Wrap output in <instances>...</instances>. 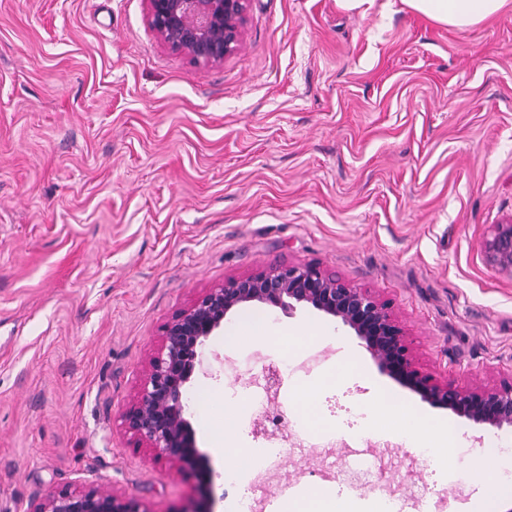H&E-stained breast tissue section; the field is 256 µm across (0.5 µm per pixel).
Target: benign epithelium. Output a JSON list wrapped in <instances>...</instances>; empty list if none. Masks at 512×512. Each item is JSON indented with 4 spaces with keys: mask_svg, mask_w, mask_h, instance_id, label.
Listing matches in <instances>:
<instances>
[{
    "mask_svg": "<svg viewBox=\"0 0 512 512\" xmlns=\"http://www.w3.org/2000/svg\"><path fill=\"white\" fill-rule=\"evenodd\" d=\"M152 32L170 52L194 64L220 65L243 45L248 0H146ZM486 264L512 278V219L491 226L482 244ZM266 305L291 312L310 307L354 331L379 369L433 407L493 429H512V380L463 387L448 377L419 370L407 334L390 303L370 288L353 286L317 264H278L233 277L210 288L164 326L139 391L121 418L125 431L156 457L197 468L210 482L185 417L184 395L204 346L233 310ZM270 401L282 378L262 371ZM27 512H147L134 497L102 483L49 491L33 498Z\"/></svg>",
    "mask_w": 512,
    "mask_h": 512,
    "instance_id": "7a95c632",
    "label": "benign epithelium"
}]
</instances>
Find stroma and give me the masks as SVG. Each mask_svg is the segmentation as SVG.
Segmentation results:
<instances>
[{"mask_svg": "<svg viewBox=\"0 0 512 512\" xmlns=\"http://www.w3.org/2000/svg\"><path fill=\"white\" fill-rule=\"evenodd\" d=\"M242 48L217 66L169 52L146 0H0V512L64 486L105 483L148 512H191L189 467L136 447L121 415L164 325L209 288L280 263H316L377 290L417 365L459 385L512 378V279L481 242L512 219V11L459 30L374 0H249ZM322 338L225 348L207 340L187 385L243 404L251 376L323 358L360 405L386 395L465 439L437 476L384 430L286 455L276 485L350 497L355 457L428 493L404 512H471L483 498V427L423 402L382 373L355 333L307 307L263 309ZM344 339L333 343V335ZM237 366L224 372L225 360ZM212 472L210 508L230 512L244 481Z\"/></svg>", "mask_w": 512, "mask_h": 512, "instance_id": "35a3bbf8", "label": "stroma"}]
</instances>
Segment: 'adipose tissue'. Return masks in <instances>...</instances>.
Returning a JSON list of instances; mask_svg holds the SVG:
<instances>
[{
  "instance_id": "obj_1",
  "label": "adipose tissue",
  "mask_w": 512,
  "mask_h": 512,
  "mask_svg": "<svg viewBox=\"0 0 512 512\" xmlns=\"http://www.w3.org/2000/svg\"><path fill=\"white\" fill-rule=\"evenodd\" d=\"M408 9L442 25L467 29L486 22L507 7L512 0H403ZM214 403L212 397H205L198 406L205 429L216 442L217 449L233 459L232 470L242 473L253 463L251 454L237 450L235 446V426L228 417L235 411L234 405L224 407L225 421H216L210 414ZM362 413L367 421L376 427H384L396 433L411 447L420 449L432 465L449 469L460 451V435L450 425L444 424L435 431H426L419 420L410 418L385 398L363 404ZM491 459L498 461L497 472L489 478L483 501L474 506V512H497V503L505 497H512V455L493 450Z\"/></svg>"
}]
</instances>
